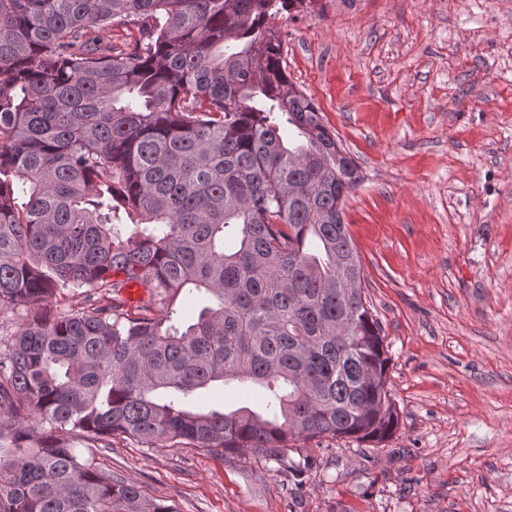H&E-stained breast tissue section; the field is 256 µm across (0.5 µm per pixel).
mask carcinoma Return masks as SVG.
Returning a JSON list of instances; mask_svg holds the SVG:
<instances>
[{"label":"carcinoma","instance_id":"1","mask_svg":"<svg viewBox=\"0 0 512 512\" xmlns=\"http://www.w3.org/2000/svg\"><path fill=\"white\" fill-rule=\"evenodd\" d=\"M298 3L0 0V314L23 311L0 339V512H177L82 452L116 437L298 480L316 457L292 442L399 426L343 220L359 167L283 67ZM230 383L262 404H198Z\"/></svg>","mask_w":512,"mask_h":512}]
</instances>
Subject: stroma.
Instances as JSON below:
<instances>
[{"label": "stroma", "mask_w": 512, "mask_h": 512, "mask_svg": "<svg viewBox=\"0 0 512 512\" xmlns=\"http://www.w3.org/2000/svg\"><path fill=\"white\" fill-rule=\"evenodd\" d=\"M289 80L359 166L344 221L400 413L274 464L115 438L96 464L180 512H512V0H303Z\"/></svg>", "instance_id": "obj_1"}]
</instances>
